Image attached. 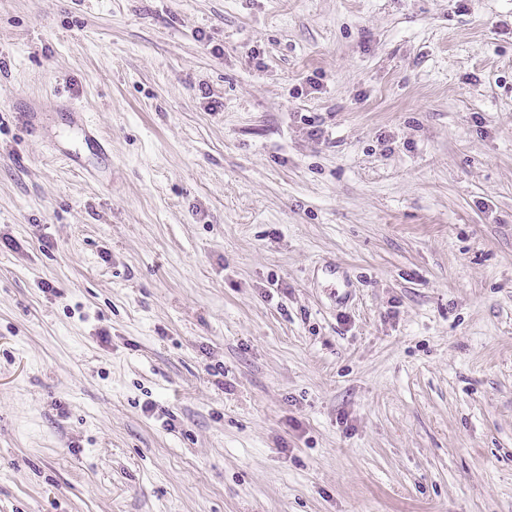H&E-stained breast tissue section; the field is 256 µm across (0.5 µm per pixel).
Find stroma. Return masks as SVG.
Masks as SVG:
<instances>
[{
  "instance_id": "stroma-1",
  "label": "stroma",
  "mask_w": 512,
  "mask_h": 512,
  "mask_svg": "<svg viewBox=\"0 0 512 512\" xmlns=\"http://www.w3.org/2000/svg\"><path fill=\"white\" fill-rule=\"evenodd\" d=\"M0 512H512V0H0Z\"/></svg>"
}]
</instances>
